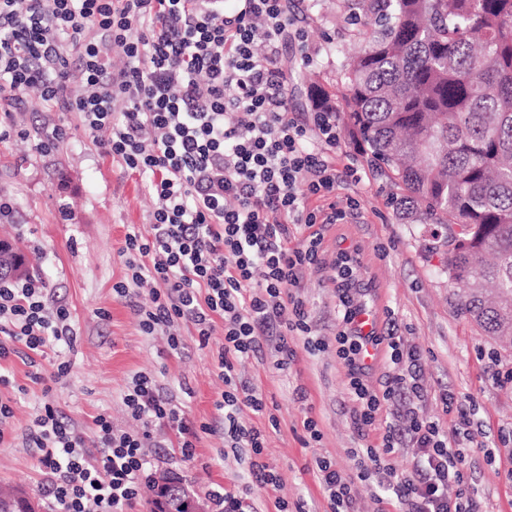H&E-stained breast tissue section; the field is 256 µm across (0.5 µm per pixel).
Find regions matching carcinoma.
<instances>
[{
  "label": "carcinoma",
  "mask_w": 512,
  "mask_h": 512,
  "mask_svg": "<svg viewBox=\"0 0 512 512\" xmlns=\"http://www.w3.org/2000/svg\"><path fill=\"white\" fill-rule=\"evenodd\" d=\"M359 51L339 64L352 133L413 224L448 230L464 313L512 344V0H341ZM176 480L168 512H182Z\"/></svg>",
  "instance_id": "carcinoma-1"
}]
</instances>
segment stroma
I'll return each mask as SVG.
<instances>
[{"label": "stroma", "instance_id": "obj_1", "mask_svg": "<svg viewBox=\"0 0 512 512\" xmlns=\"http://www.w3.org/2000/svg\"><path fill=\"white\" fill-rule=\"evenodd\" d=\"M308 35L309 55L299 47L286 51L293 78L288 106L311 111V84L343 95L338 67L330 50L353 52L352 27L339 0H291ZM28 109L16 116L24 137L0 143V196L15 202L12 217L0 221V237L12 239L30 260L31 275L44 281L51 304L67 307L74 320V346L58 344L36 361L13 355L0 361L11 385L0 389L9 398L12 430L0 443V485L26 487L43 497L38 457L22 436L45 399L32 371L53 372L68 365L55 384L52 399L59 415L81 432L90 459L100 449L94 433L97 415L109 417L115 429L140 426L123 401L133 376L146 373L180 405L195 423H214V403L224 390L216 360L224 345V324L216 322L207 346H199L192 323L181 321V346L173 350L163 335L145 334L134 305L151 303L148 288L131 284V272L121 250L130 228L149 234L153 201L138 174L105 156L99 142L105 132L87 131L75 112H60L26 93ZM53 138L50 150L37 151L36 138ZM354 165L360 182L347 181L336 190L338 207L349 198L359 202L357 216L344 224L323 226L320 266L296 288L308 312L310 336L294 335V352L287 371L275 370L273 350L242 359V376L258 387L266 402L263 412L242 408L241 421L266 436L260 463L276 472L277 485L254 490L250 512H278L280 503H303L306 512H329L327 498L313 475L314 459L324 456L337 467L349 468L347 452L378 445L385 423L402 420L408 406L401 400L383 407L366 438L353 428L354 406L347 390V371L332 346L338 300L330 279L337 249L354 248L363 266L366 297L374 299L379 334L395 329L405 345L420 353V375L427 390L423 412L454 424L456 413H444L441 392L454 394L480 426L477 445L469 453L467 476L479 490L482 512H512V349L496 344L460 310L456 288L438 274L445 243L430 224L402 220L392 197L395 187L372 165L360 143L342 135L337 167ZM129 284V297L118 296L117 283ZM324 339L328 347L310 349L308 338ZM307 402H298L297 390ZM311 412H304V404ZM312 415L322 433L308 443L303 427ZM224 434L204 435L193 460L182 458L175 429L154 427L147 455L151 473L171 471L190 483L201 499L216 488L237 491L248 479L249 457L224 455Z\"/></svg>", "mask_w": 512, "mask_h": 512}]
</instances>
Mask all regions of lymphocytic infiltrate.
I'll use <instances>...</instances> for the list:
<instances>
[{
	"label": "lymphocytic infiltrate",
	"instance_id": "f902f5d3",
	"mask_svg": "<svg viewBox=\"0 0 512 512\" xmlns=\"http://www.w3.org/2000/svg\"><path fill=\"white\" fill-rule=\"evenodd\" d=\"M291 40L307 44L288 0H236L229 11L224 0H0V92L12 102L39 90L44 101L79 113L89 131L108 130L105 154L145 177L151 233L128 232L124 247L132 284L151 287L150 306L135 309L140 325L168 334L175 350L176 321L191 322L204 347L215 319L223 320L217 368L224 391L215 408L225 445L256 455L265 438L239 415L242 407L260 412L265 404L238 364L271 339L275 368H287L289 334L308 330L292 290L319 261L321 226L346 219L336 189L356 175L336 169L341 133L333 113L302 121L288 110L283 50ZM116 53L123 65L113 63ZM312 197L320 201L313 209ZM333 278L336 354L347 368L353 424L363 432L383 404L409 393L423 397L419 356L395 334L359 333L364 303L353 250L337 251ZM53 341L74 345L69 309L48 312L40 279L0 282V360L22 347L44 355ZM382 344L400 371L378 392L364 357L367 346ZM65 372L61 363L55 372L32 373L46 400L24 434L39 452L51 512H129L148 470L144 448L154 423L177 430L188 459L211 430L139 374L125 403L141 429L117 430L107 416L95 417L102 452L90 461L83 436L50 399ZM405 436L417 457L400 470L393 456ZM474 440L468 417L450 427L413 410L405 424L385 425L379 445L351 449L355 474L320 458L317 478L331 512H355L354 481L371 474L384 478L399 512H476L464 450Z\"/></svg>",
	"mask_w": 512,
	"mask_h": 512
}]
</instances>
